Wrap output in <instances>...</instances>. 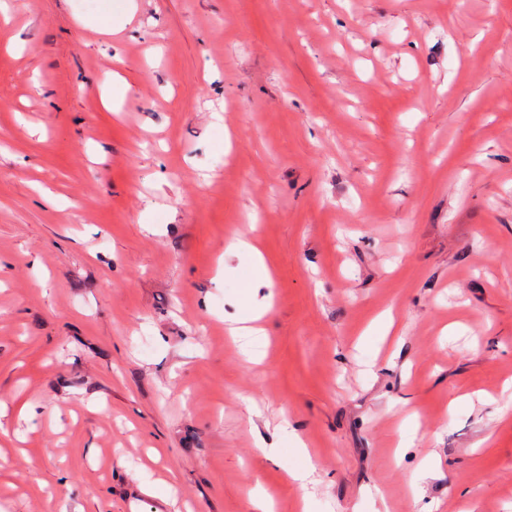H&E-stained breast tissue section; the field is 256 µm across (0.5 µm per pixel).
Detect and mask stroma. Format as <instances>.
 <instances>
[{
	"instance_id": "stroma-1",
	"label": "stroma",
	"mask_w": 512,
	"mask_h": 512,
	"mask_svg": "<svg viewBox=\"0 0 512 512\" xmlns=\"http://www.w3.org/2000/svg\"><path fill=\"white\" fill-rule=\"evenodd\" d=\"M126 3L0 0V512H512V0ZM314 471L315 469L311 464L305 468L290 467L288 469V475L291 482L303 491V512H312L311 496L307 491V485L314 482V480L311 479Z\"/></svg>"
}]
</instances>
